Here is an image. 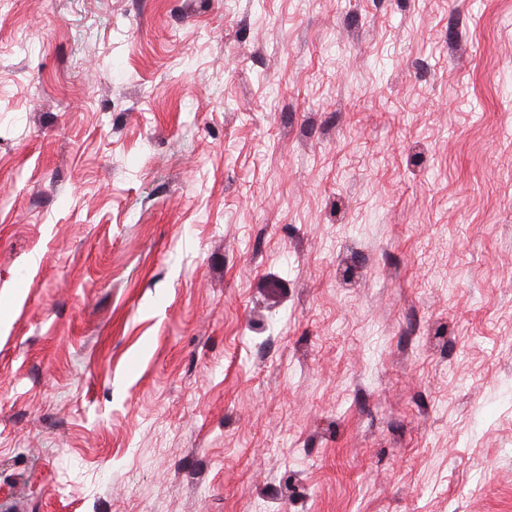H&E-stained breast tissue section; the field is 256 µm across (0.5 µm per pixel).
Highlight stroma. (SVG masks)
<instances>
[{
	"instance_id": "35a3bbf8",
	"label": "stroma",
	"mask_w": 512,
	"mask_h": 512,
	"mask_svg": "<svg viewBox=\"0 0 512 512\" xmlns=\"http://www.w3.org/2000/svg\"><path fill=\"white\" fill-rule=\"evenodd\" d=\"M0 512H512V0H0Z\"/></svg>"
}]
</instances>
